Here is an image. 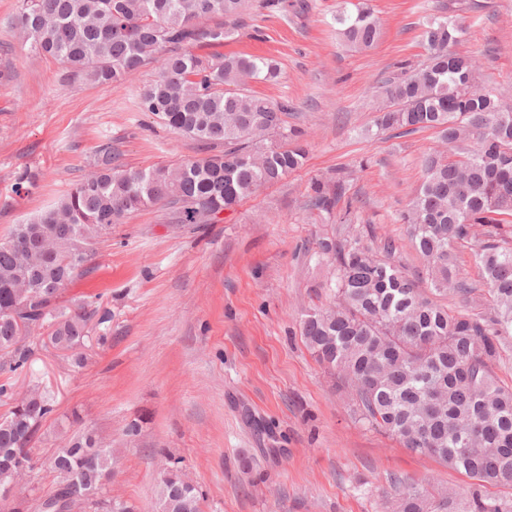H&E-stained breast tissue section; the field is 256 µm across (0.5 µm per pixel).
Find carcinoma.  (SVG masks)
<instances>
[{
	"label": "carcinoma",
	"instance_id": "1",
	"mask_svg": "<svg viewBox=\"0 0 512 512\" xmlns=\"http://www.w3.org/2000/svg\"><path fill=\"white\" fill-rule=\"evenodd\" d=\"M246 0H19L16 28L32 52L59 61L91 83L112 84L154 63L140 109L162 119L212 154L177 166L144 169L119 163L106 138L94 166L51 207L13 226L0 241V371L23 370L37 347L71 353L74 365L90 332L112 320L100 304L63 300V283L89 270L97 244L127 214L152 205L173 209L178 224H209L260 188L300 168L302 133L286 128L288 101L250 92L279 69L262 56L195 53L232 36ZM350 47L368 50L381 24L365 3L334 17ZM464 23L446 17L423 32L426 60L402 62L381 86L379 134L436 129L447 146L423 155L424 180L398 221L408 226L426 275L395 263V245L363 242L351 210L335 216L347 180L341 168L313 187L311 206L337 218L319 242L332 299L302 314L300 335L315 359L348 391L359 421L462 470L477 484L461 496L390 477L388 512H512V500L483 493L512 486V387L493 375L512 337V112L475 84L478 61L456 46ZM483 240L475 252L491 298L490 313H453L440 297L469 295L455 273L454 246ZM0 477L31 467L30 444L54 411L38 382L16 396L0 383ZM112 443L92 429L62 442L52 459L49 498L85 512H136L108 494ZM155 512H201L196 487L172 462L156 493Z\"/></svg>",
	"mask_w": 512,
	"mask_h": 512
}]
</instances>
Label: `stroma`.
Returning a JSON list of instances; mask_svg holds the SVG:
<instances>
[{
  "instance_id": "35a3bbf8",
  "label": "stroma",
  "mask_w": 512,
  "mask_h": 512,
  "mask_svg": "<svg viewBox=\"0 0 512 512\" xmlns=\"http://www.w3.org/2000/svg\"><path fill=\"white\" fill-rule=\"evenodd\" d=\"M369 4L382 35L360 51L336 33L341 0H249L221 52L278 63L277 82L251 89L292 104L286 123L303 131L306 160L218 222L182 226L156 205L101 239L89 271L65 292L112 311L108 327L91 332L86 365L40 345L26 371L0 372L18 390L39 380L55 398L16 499L52 491V451L86 427L112 442V496L139 512H155L156 486L174 458L198 488L201 512H383L393 475L459 494L474 487L464 472L360 422L347 392L302 343V312L325 300L317 241L333 229L308 200L314 180L344 168L357 222L372 228L365 244L391 238L400 261L421 270L396 218L422 182V154L441 143L433 129L376 135L377 88L398 62L425 59L423 23L447 14L468 27L459 50L478 58V88L500 93L512 110V0ZM17 6L0 0V239L83 178L102 138L119 144L129 167L203 157L195 141L139 111L156 65L112 85L66 78L62 64L17 39ZM26 167L38 187L15 193V174ZM133 421L139 433L125 437Z\"/></svg>"
}]
</instances>
